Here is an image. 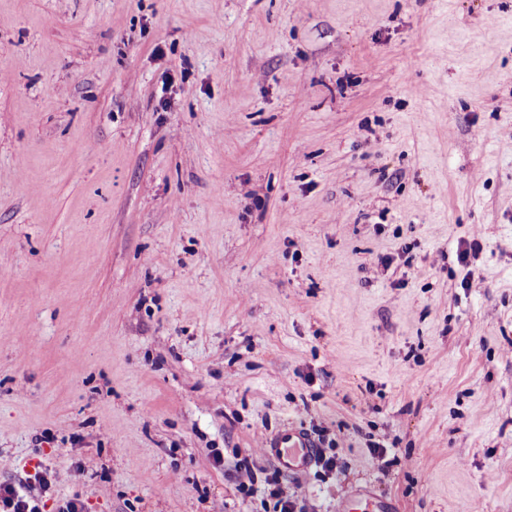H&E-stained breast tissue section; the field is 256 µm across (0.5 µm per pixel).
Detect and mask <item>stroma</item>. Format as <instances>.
Masks as SVG:
<instances>
[{"mask_svg": "<svg viewBox=\"0 0 512 512\" xmlns=\"http://www.w3.org/2000/svg\"><path fill=\"white\" fill-rule=\"evenodd\" d=\"M289 425L512 512V0H0V481L279 512Z\"/></svg>", "mask_w": 512, "mask_h": 512, "instance_id": "35a3bbf8", "label": "stroma"}]
</instances>
